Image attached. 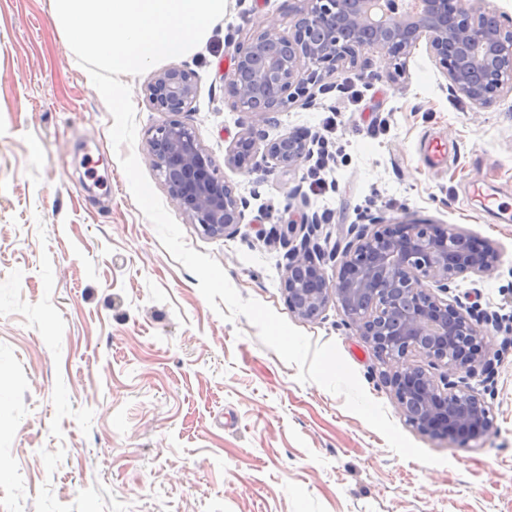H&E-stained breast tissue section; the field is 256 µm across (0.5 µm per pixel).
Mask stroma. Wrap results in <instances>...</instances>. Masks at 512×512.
<instances>
[{"label":"stroma","mask_w":512,"mask_h":512,"mask_svg":"<svg viewBox=\"0 0 512 512\" xmlns=\"http://www.w3.org/2000/svg\"><path fill=\"white\" fill-rule=\"evenodd\" d=\"M294 22L288 0H227L184 60L196 96L180 119L249 202L236 234H204L148 160L146 141L167 119L148 101L149 70L126 79L133 151L186 244L211 255L242 298L313 344L335 342L367 394L443 464L399 457L343 397L299 383L245 317L210 308L136 204L114 119L50 0H0V512H512V213L474 193L487 185L512 205V95L488 108L451 95L423 44L393 80L391 58L367 51L343 69L345 90L251 119L269 141L319 136L325 165L229 168L243 127L222 74L238 43ZM431 139L447 146L439 170L424 163ZM296 189L328 219L318 232L327 252L364 210L450 227L496 251L490 272L452 287L501 319L486 328L491 365L470 381L493 409L483 439L461 448L409 425L337 304L311 321L290 312L282 279Z\"/></svg>","instance_id":"obj_1"}]
</instances>
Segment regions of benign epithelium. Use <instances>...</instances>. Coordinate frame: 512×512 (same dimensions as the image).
<instances>
[{"instance_id": "obj_1", "label": "benign epithelium", "mask_w": 512, "mask_h": 512, "mask_svg": "<svg viewBox=\"0 0 512 512\" xmlns=\"http://www.w3.org/2000/svg\"><path fill=\"white\" fill-rule=\"evenodd\" d=\"M288 35L266 28L237 44L224 87L244 115L277 112L299 99L314 105L315 87L367 50L399 59L426 41L449 80V90L486 108L512 94V20L489 0H419L417 12L391 0L382 19L372 0H300ZM154 109L172 115L155 129L146 152L164 177L170 196L194 224L213 237L233 235L244 223L247 200L223 178L193 129L177 119L196 94L186 66L155 73L146 88ZM316 138L285 135L259 147L247 128L224 155V164L253 172L297 171L314 157ZM325 217L299 213L287 225L302 234L286 254L283 292L289 310L314 320L331 302L340 304L345 324L391 366L383 377L408 423L419 432L464 446L487 434L492 408L468 380L484 371L488 336L483 324L498 322L471 302L454 296L455 279L491 271L498 255L486 247L478 256L470 239L434 224L387 222L368 211L351 225L342 250L325 254L317 232ZM338 261L336 279L323 263ZM420 356L427 366L415 364Z\"/></svg>"}]
</instances>
